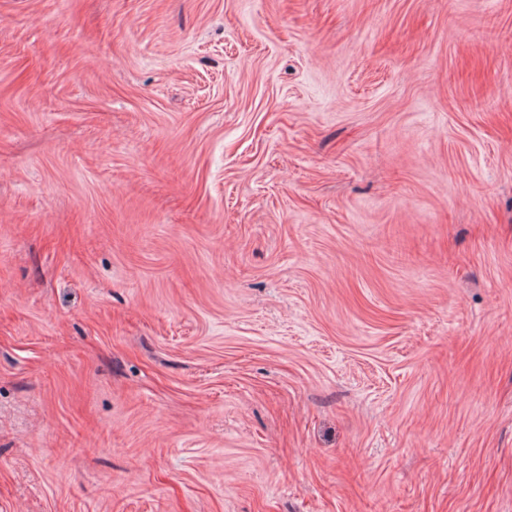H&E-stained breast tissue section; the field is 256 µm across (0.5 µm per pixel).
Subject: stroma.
Returning a JSON list of instances; mask_svg holds the SVG:
<instances>
[{
    "mask_svg": "<svg viewBox=\"0 0 512 512\" xmlns=\"http://www.w3.org/2000/svg\"><path fill=\"white\" fill-rule=\"evenodd\" d=\"M0 512H512V0H0Z\"/></svg>",
    "mask_w": 512,
    "mask_h": 512,
    "instance_id": "1",
    "label": "stroma"
}]
</instances>
